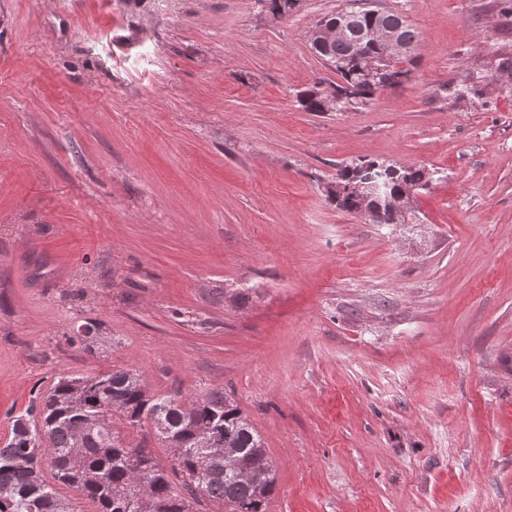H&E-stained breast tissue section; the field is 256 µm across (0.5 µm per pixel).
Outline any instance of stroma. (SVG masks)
I'll return each instance as SVG.
<instances>
[{
	"instance_id": "35a3bbf8",
	"label": "stroma",
	"mask_w": 512,
	"mask_h": 512,
	"mask_svg": "<svg viewBox=\"0 0 512 512\" xmlns=\"http://www.w3.org/2000/svg\"><path fill=\"white\" fill-rule=\"evenodd\" d=\"M348 3L0 0V447L126 368L238 404L268 512H512V9L375 0L420 34L408 80L304 111ZM368 160L430 172L418 223L329 199Z\"/></svg>"
}]
</instances>
